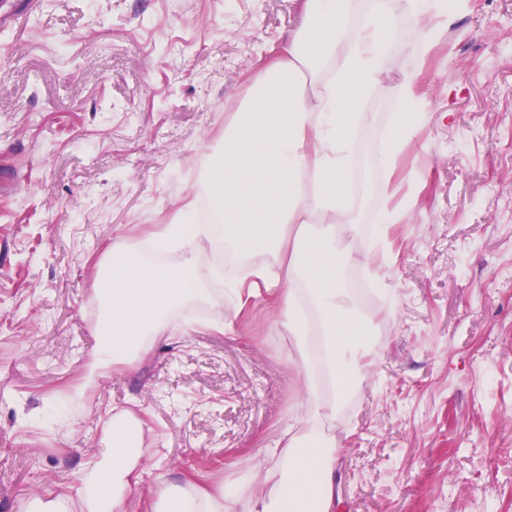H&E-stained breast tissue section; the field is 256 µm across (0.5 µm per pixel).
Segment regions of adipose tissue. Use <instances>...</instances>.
Here are the masks:
<instances>
[{"label":"adipose tissue","mask_w":512,"mask_h":512,"mask_svg":"<svg viewBox=\"0 0 512 512\" xmlns=\"http://www.w3.org/2000/svg\"><path fill=\"white\" fill-rule=\"evenodd\" d=\"M455 19L436 0H306L301 26L225 119L200 185L146 238L178 251L179 262L145 260L117 242L108 251L97 276L101 363L135 369L171 311L211 301L207 284L224 272L201 266L197 253L221 241L246 260L237 302L272 294L275 324L302 364L296 409L247 484L161 481L151 512H330L337 448L324 427L364 387L376 352L341 276L357 260L349 243L358 226L346 217L351 162L403 24L418 25L412 50L424 58ZM107 432L108 462L91 458L72 485L84 512H124L152 474L138 417L113 415Z\"/></svg>","instance_id":"1"}]
</instances>
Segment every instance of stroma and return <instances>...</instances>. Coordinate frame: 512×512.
<instances>
[{"mask_svg":"<svg viewBox=\"0 0 512 512\" xmlns=\"http://www.w3.org/2000/svg\"><path fill=\"white\" fill-rule=\"evenodd\" d=\"M305 0H0V512L58 496L106 423L141 402L155 479L255 473L298 401L301 363L269 294L192 332L180 315L137 371L99 367L95 262L138 249L203 178L258 62ZM405 25L354 167L347 278L388 275L379 349L330 433L334 512H512V0H466L425 63ZM419 98L400 102L405 73ZM404 221L378 233L382 138ZM68 411L54 413L56 401ZM420 129V125L411 123L391 124L388 136L384 141L386 151L390 156H394L407 142L412 141Z\"/></svg>","mask_w":512,"mask_h":512,"instance_id":"obj_1","label":"stroma"}]
</instances>
